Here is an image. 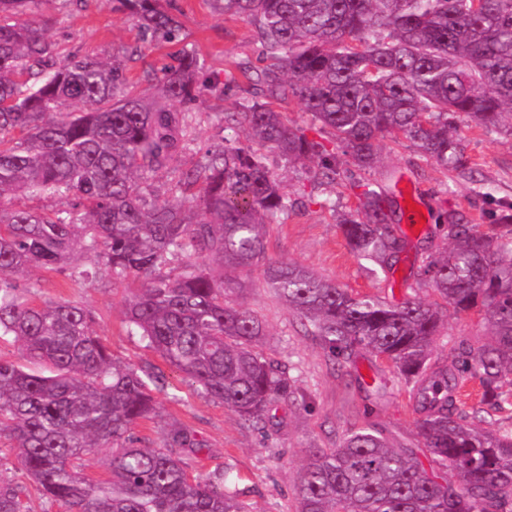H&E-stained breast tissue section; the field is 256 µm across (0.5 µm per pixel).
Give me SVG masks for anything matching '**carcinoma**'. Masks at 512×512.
<instances>
[{
    "label": "carcinoma",
    "mask_w": 512,
    "mask_h": 512,
    "mask_svg": "<svg viewBox=\"0 0 512 512\" xmlns=\"http://www.w3.org/2000/svg\"><path fill=\"white\" fill-rule=\"evenodd\" d=\"M146 40L179 42L180 22L161 0H115ZM257 28L272 63L239 65L259 95L225 114L229 133L155 199L154 178L181 165L197 101L216 87L206 64L181 48L154 75L162 100L131 89L125 64L95 54L62 57L33 16L39 0H0V340L25 362L0 359V431L8 432L41 498L64 512H245L224 478L192 477L177 450L197 447L172 427L143 448L136 425L156 415L163 376L112 357L93 317L70 300L39 303L33 268L74 282L100 277L140 288L125 314L146 346L211 399L257 428L270 407L296 398L286 368L254 343L263 322L228 300L234 279L265 260L267 226L300 201L282 191L265 157L318 161L336 181V150L354 166L379 161L381 140L402 135L444 169L464 165L449 116L512 131V0H209ZM296 99L334 148L288 124L275 103ZM21 198H54L37 211ZM351 250L393 270L405 241L389 200L368 185L339 220ZM446 245L426 258L422 280L454 311L480 308L485 342H462L432 362L442 315L411 297L393 303L353 294L291 263L265 279L329 357L360 350L389 360L409 391L427 452L395 448L375 424L347 430L334 448L309 449L297 512H512V425L467 409L457 394L479 381L490 409L512 399V213L497 224L442 215ZM92 258L74 262L76 251ZM112 448L108 477L85 458ZM0 512H29L21 487L0 482Z\"/></svg>",
    "instance_id": "cac0c4a2"
}]
</instances>
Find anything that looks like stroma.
Here are the masks:
<instances>
[{"label": "stroma", "instance_id": "obj_1", "mask_svg": "<svg viewBox=\"0 0 512 512\" xmlns=\"http://www.w3.org/2000/svg\"><path fill=\"white\" fill-rule=\"evenodd\" d=\"M169 9L183 24L185 44L204 59L210 72L220 76L236 70L238 64L257 62L259 43L252 23L214 13L207 0H170ZM35 18L61 55L117 58L136 81L166 63L171 50L162 41L139 45L134 20L116 10L115 0H40ZM251 89L242 80L225 92L204 95L191 133L193 148L217 140L220 116L234 111L236 102ZM455 125L466 157L465 166L458 169L439 167L409 141L386 139L379 166L360 171L343 163L335 182L323 184L316 163L294 166L267 152L273 176L301 203L284 223L268 226L267 261L294 263L340 287L391 302L410 294L433 300L430 286L418 284L417 271L421 254L443 246L439 215L456 211L470 223L494 224L503 210L512 209V132L482 130L462 115ZM400 178L413 188L423 220L406 228L407 246L394 272H375L347 245L339 216L356 207L364 185L370 183L392 197L393 221L403 225L407 201L395 190ZM31 277L41 283L38 301L68 299L90 309L95 317L93 332L108 343L118 361L162 373L164 389L156 396L157 415L136 428L142 445L160 447L166 429L188 428L198 446L179 452L187 472L193 476L224 472L227 487L238 493L249 512H295V487L306 448L335 447L348 429L375 423L394 446L420 444L409 395L389 363L363 352L355 366L335 365L302 321L267 287L263 267L240 273L229 299L263 321L267 334L258 351L285 365L302 390L297 401L275 403L273 422L263 429L245 424L223 404L207 398L131 333L124 316L128 286H113L105 278L75 283L55 271L35 270ZM486 336L475 312H448L434 343V359L450 362L460 341Z\"/></svg>", "mask_w": 512, "mask_h": 512}]
</instances>
